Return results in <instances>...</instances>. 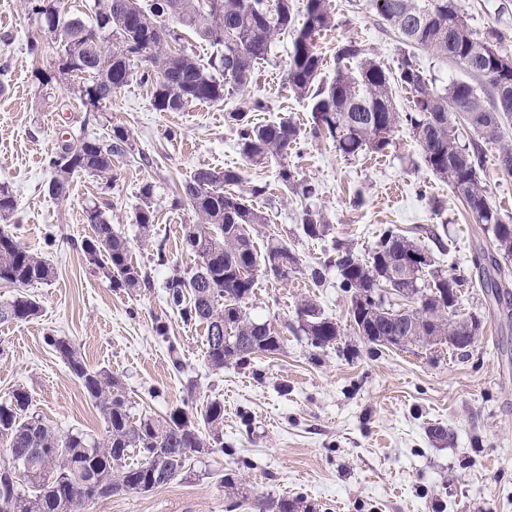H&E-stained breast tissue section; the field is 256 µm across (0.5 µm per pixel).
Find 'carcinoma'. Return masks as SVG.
I'll list each match as a JSON object with an SVG mask.
<instances>
[{"label": "carcinoma", "instance_id": "cac0c4a2", "mask_svg": "<svg viewBox=\"0 0 512 512\" xmlns=\"http://www.w3.org/2000/svg\"><path fill=\"white\" fill-rule=\"evenodd\" d=\"M110 10L95 12V23L69 15L64 0H28L34 25L30 53L38 55L42 42L54 45L57 75L88 78L72 88L87 111L95 112L126 86L134 69L153 85L154 109L180 112L193 102L220 103L224 96L245 88L255 66L267 58L280 33L294 26L291 0H107ZM371 12L395 30L401 43L448 60L481 84L453 80L439 87L420 70L416 56L403 54L397 72L390 75L374 59L366 58L358 72L344 61L357 58L362 48L354 42L336 51V77L310 92L322 66L315 36L333 25L326 0H306V22L295 30L286 80L300 96L311 95V131L317 138L336 143L347 156L380 153L390 136L404 124L417 141L426 166L448 182L476 223L489 235L493 252H481L474 268L481 286L496 300L509 294L507 278L497 256L512 257V222L494 206L480 180L481 145L460 144L448 106L465 110L464 120L478 140L498 141L512 124V56L492 43L471 37L458 0H369ZM188 27L218 47L210 68L201 67L187 53H163V46L182 39L178 27ZM411 94L409 112L395 110L391 84ZM266 103L251 102L248 110L230 113L235 122L241 155L249 163L280 160L281 183L308 198L310 184L296 179L288 166V151L299 138L289 120L258 124L248 113L261 112ZM131 149L128 131L114 126L105 137L86 136L64 143L49 158L53 176L48 193L64 197L75 174L106 180L119 178L114 158ZM241 172L201 168L183 183L176 202H187L195 220L181 226L185 247L197 257V267L176 273L166 281L170 304L185 323H204L207 329L205 360L221 371L229 364H244L259 353L274 354L282 337L267 322L251 319L245 305L253 293L259 271L286 280L299 271L298 258L288 245L277 242L256 250L247 228L267 223L253 198L265 187L246 189ZM154 188L141 189L135 223L147 230L154 221ZM91 233L80 244L84 260L102 271L117 289L152 287L150 274L135 265L131 246L100 207L84 210ZM301 230L309 238L326 232L322 212L303 211ZM340 287L349 294V327L376 347H386L395 336L407 343L448 344L465 349L479 330L475 317L458 315L462 280L436 272L428 288L419 285L422 274L434 265L430 252L408 236L386 226L374 250L363 259L345 248L337 255ZM497 277H492L491 273ZM50 261L26 250L0 227V283L18 288L52 280ZM398 297L413 289L411 305L395 309L386 304L382 288ZM40 304L21 292L0 303V322L35 318ZM300 331L316 348L336 344L341 327L323 316L312 300L297 309ZM45 343L67 365L86 396L99 408L104 422L102 441H90L76 432L56 434L42 419L27 414L30 394L13 390L0 400V437L7 448L0 454V512H85L96 499L118 493H147L177 480L199 454L224 452L218 428L224 423V404L213 401L195 414L178 406L165 417L131 419L121 381L103 367L86 365L79 348L67 337L48 335ZM138 456L133 462L131 457ZM258 512H298V500L286 496L259 499Z\"/></svg>", "mask_w": 512, "mask_h": 512}]
</instances>
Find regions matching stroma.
<instances>
[{
    "instance_id": "stroma-1",
    "label": "stroma",
    "mask_w": 512,
    "mask_h": 512,
    "mask_svg": "<svg viewBox=\"0 0 512 512\" xmlns=\"http://www.w3.org/2000/svg\"><path fill=\"white\" fill-rule=\"evenodd\" d=\"M328 2L334 24L315 40L318 83L331 82L336 52L350 40L396 70L402 44L371 15L367 0ZM460 6L476 38L494 40L512 55V0H460ZM30 30L26 0H0V185L17 201L4 227L27 250L49 258L55 276L27 289L41 305L37 318L0 323V398L25 389L31 412L58 435L103 438L99 410L44 342L54 334L73 340L88 366L112 370L133 417L163 416L183 404L193 410L214 400L224 404L223 453L194 458L181 479L98 499L86 512H254V498L268 495L299 499L310 512H512V316L481 288L472 263L489 250L487 233L425 165L410 130L398 127L385 153L357 156L313 137L310 104L285 79L286 35L257 65L254 81L224 102L159 112L152 85L136 75L100 111L89 112L65 81L39 84L36 72H55V52L46 46L31 55ZM255 98L268 108L254 113V121L288 119L299 127L287 162L315 186V196L285 188L278 160L254 165L242 157L229 115ZM115 126L128 130L132 148L117 158L112 187L77 174L66 198L49 195L47 158L63 140L104 137ZM498 150V143H483L481 180L491 203L512 216V174L501 170ZM201 168H234L246 185L264 187L253 204L267 222L251 228L254 245L262 251L269 241L286 243L300 267L285 281L257 275L246 305L250 317L279 331L282 349L221 371L205 361L203 325L183 323L163 288L196 262L181 241L193 213L174 199ZM391 182L404 187L396 203L384 198ZM147 183L154 187L155 221L146 231L132 216ZM93 203L128 239L151 287L112 288L86 263L78 245L90 231L83 212ZM308 206L327 221L322 238L301 231ZM389 224L428 249L443 273L462 279L460 314L481 320L469 351L418 343L370 349L348 329L350 299L337 269L329 268L321 284L309 279V270L336 258L338 248L368 256ZM160 246L168 257L163 266L155 258ZM306 299L344 328L335 346L313 347L300 331L296 310ZM159 321L168 325V337L157 336ZM436 426L447 429L446 439L430 436ZM224 475L232 486L221 484Z\"/></svg>"
}]
</instances>
